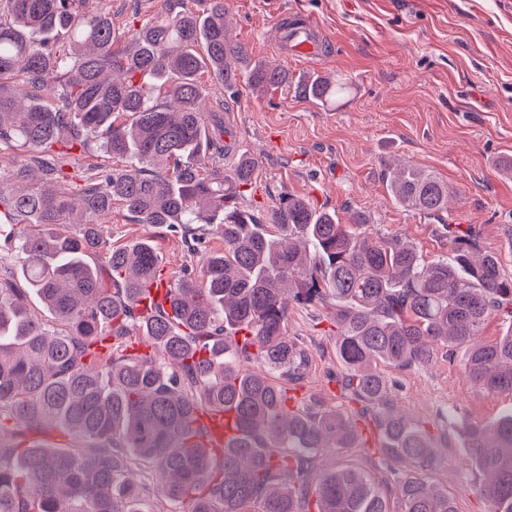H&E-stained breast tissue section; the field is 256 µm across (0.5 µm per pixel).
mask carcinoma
<instances>
[{
	"label": "carcinoma",
	"mask_w": 512,
	"mask_h": 512,
	"mask_svg": "<svg viewBox=\"0 0 512 512\" xmlns=\"http://www.w3.org/2000/svg\"><path fill=\"white\" fill-rule=\"evenodd\" d=\"M88 2L0 5V151L23 152L0 164V233L55 320L0 283V512H457L424 476L432 435L395 410L379 365L423 366L438 346L465 345L469 381L512 395V278L496 253L447 224L450 252L429 260L370 232L364 212L344 224L291 194L263 224L238 203L257 161L245 152L224 169V125L207 128L199 76L229 91L242 71L263 91L288 70L251 63L226 31V0L145 20L121 49L108 8ZM44 86L48 103L30 93ZM345 89L326 74L296 81L323 106ZM93 143L124 165L73 194L66 156ZM33 167L39 187L24 184ZM385 179L412 213H444L455 196L410 164L385 163ZM115 203L193 249L215 226L224 252L172 278L169 307L144 314L145 287L161 276L154 246L91 260L103 245L95 218ZM293 301L320 303L336 322L340 386L379 432L387 492L361 471L319 467L330 449L360 447L357 427L336 409L292 406V388L274 382L299 383L309 360L285 331ZM493 317L508 329L485 340ZM213 403L237 431L220 457L199 442L198 415ZM463 440L488 512H512V410L469 423Z\"/></svg>",
	"instance_id": "carcinoma-1"
}]
</instances>
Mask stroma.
Wrapping results in <instances>:
<instances>
[{"instance_id":"35a3bbf8","label":"stroma","mask_w":512,"mask_h":512,"mask_svg":"<svg viewBox=\"0 0 512 512\" xmlns=\"http://www.w3.org/2000/svg\"><path fill=\"white\" fill-rule=\"evenodd\" d=\"M105 3L120 33L134 19L165 12L162 0ZM284 17L311 18L325 33L321 58L281 59L275 42ZM226 21L251 61L283 63L291 79L329 73L351 85L326 107L299 97L292 83L258 95L241 80L231 95L203 73L206 111L223 120L238 152L258 161L243 207L264 220L291 193L344 220L363 211L375 230L407 237L430 258L449 252L444 225L468 224L480 248L497 253L512 277V178L496 166L512 157V0H227ZM388 161L445 181L456 193L450 211L433 217L397 207L384 178ZM99 222L107 247L151 240L169 276L199 269L203 253L224 248L213 232L191 253L179 234L138 223L118 206ZM287 334L310 355L296 387L298 407L357 411L336 382L343 366L335 323L317 305L295 303ZM465 359V347H442L427 365L384 372L397 408L434 438L438 464L428 479L447 490L457 512H488L478 476L464 462L461 433L511 409L512 395L470 383ZM357 427L361 447L341 449L329 463L390 479L372 422Z\"/></svg>"}]
</instances>
